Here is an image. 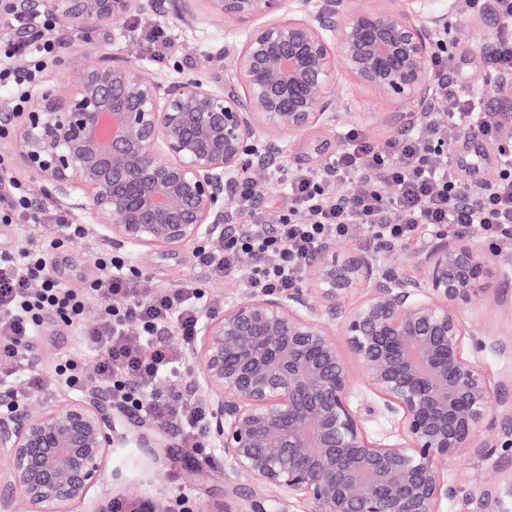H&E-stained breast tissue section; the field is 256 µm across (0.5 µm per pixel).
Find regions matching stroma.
<instances>
[{
    "label": "stroma",
    "mask_w": 512,
    "mask_h": 512,
    "mask_svg": "<svg viewBox=\"0 0 512 512\" xmlns=\"http://www.w3.org/2000/svg\"><path fill=\"white\" fill-rule=\"evenodd\" d=\"M174 0H155L153 11L97 32L87 39L58 27V65H47L44 73L56 86H63L68 68L91 64L111 53L124 54L143 72L159 75L180 71L192 76L207 70L216 83L230 76V60L239 48L242 37L220 24H203L196 28L182 26L173 16ZM498 35L495 15L471 10L461 4L457 15L448 19L445 40L450 55L451 73L464 94L474 97L484 112H511L512 98L497 90V73L491 65H477L480 33ZM359 108L353 121L371 140L383 143L397 137L395 117L401 105L383 99L363 86H354ZM345 127L315 124L301 135L285 139L280 162L261 173L254 181L259 205H282L286 196V179L302 171L323 170L330 158L344 144ZM105 247L94 232H87L82 241L65 245L60 262V281L66 287H82L96 271V258ZM197 249L189 244L178 249L155 247L128 251L129 262L155 285L167 287L188 279L206 283L208 305L223 310L225 304L240 296L244 286L239 279L224 277L209 280L196 264ZM465 320L479 332L505 340L512 339V287L486 293L462 308ZM79 356L86 376L80 388L60 385L50 393L56 403L77 402L86 398L92 386L94 357L83 351L73 327L47 321L32 350L34 370L43 377L54 374L58 354ZM117 428L139 434L156 442L152 470H144L134 448L113 449L109 465L117 477L111 491L92 488L89 499L149 502L152 507L164 506L168 512H220L224 504L233 502L232 484L228 479L230 466L221 456H213L205 476L194 473L195 458L188 456L180 443V423L170 418L161 422L136 419L130 413L113 409ZM507 454L500 448H463L444 461L443 469L450 483L460 486L458 496L442 503V512H512V471L503 467ZM492 486L495 496L487 504H479L468 495L469 489Z\"/></svg>",
    "instance_id": "obj_1"
}]
</instances>
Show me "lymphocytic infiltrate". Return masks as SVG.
<instances>
[{
    "instance_id": "lymphocytic-infiltrate-1",
    "label": "lymphocytic infiltrate",
    "mask_w": 512,
    "mask_h": 512,
    "mask_svg": "<svg viewBox=\"0 0 512 512\" xmlns=\"http://www.w3.org/2000/svg\"><path fill=\"white\" fill-rule=\"evenodd\" d=\"M495 8L500 31L489 59L495 69L512 74V0H495ZM57 49L50 39L1 44L0 90L14 104H25L29 87ZM17 57L24 58L23 67L11 66ZM438 105L499 144L504 168L498 180L465 192L448 161V128L435 115H427L423 131L381 145L352 128L326 174L305 171L289 181L286 214L257 206L250 179H243L236 207L247 215V223L226 235L223 249L201 247L199 266L214 277L240 278L253 291L284 293L299 286L306 259L328 238L357 237L371 248H408L429 232L471 225L486 240L512 245V145L502 141L512 114L476 111L451 80L441 85ZM356 176L360 188L346 191V183ZM388 185L394 195H386ZM0 223H52L69 238L85 236L84 225L69 222L54 208L39 207L29 187L14 179L7 204L0 208ZM57 248V240L49 238L17 252H0V366L12 375H26L31 389L46 391L27 356L44 318L58 316L79 328L85 350L96 358L94 381L112 404L157 421L178 417L182 447L209 459L213 442L205 429L208 409L187 399L181 389L190 370L185 350L201 319L200 283L152 286L124 257L105 251L97 259V275L85 288L73 290L49 273ZM246 256L251 265L243 264ZM95 299L105 302L101 319L95 326H83L84 312ZM161 378L169 381L167 391L153 387Z\"/></svg>"
}]
</instances>
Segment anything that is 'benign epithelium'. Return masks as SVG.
<instances>
[{
  "label": "benign epithelium",
  "instance_id": "benign-epithelium-1",
  "mask_svg": "<svg viewBox=\"0 0 512 512\" xmlns=\"http://www.w3.org/2000/svg\"><path fill=\"white\" fill-rule=\"evenodd\" d=\"M186 27L214 22L244 34L233 85L202 76H148L114 53L74 67L64 90L41 83L26 107L0 102L13 149L32 175L115 251L222 241L238 221L241 181L276 163L279 138L356 114L355 81L409 106L406 123L437 102L432 62L444 47L448 9L435 0H179ZM155 0H0V15L35 19L48 6L69 27H109ZM243 92H238L237 87ZM409 278L373 254L336 257L324 242L311 276L286 294L246 291L205 316L188 348L206 429L233 475L278 491L277 503L234 486L245 512H439L460 488L441 462L461 448H495L512 424L477 360L502 342L478 334L461 306L509 281L512 258L492 263L471 226L423 243ZM365 288L354 307L348 302ZM340 324L353 355L336 346ZM376 401L352 404L355 382ZM380 416L392 431L372 436ZM122 436L95 396L79 403H13L0 411V512L14 496L28 512H73L95 487L112 485L108 457Z\"/></svg>",
  "mask_w": 512,
  "mask_h": 512
}]
</instances>
